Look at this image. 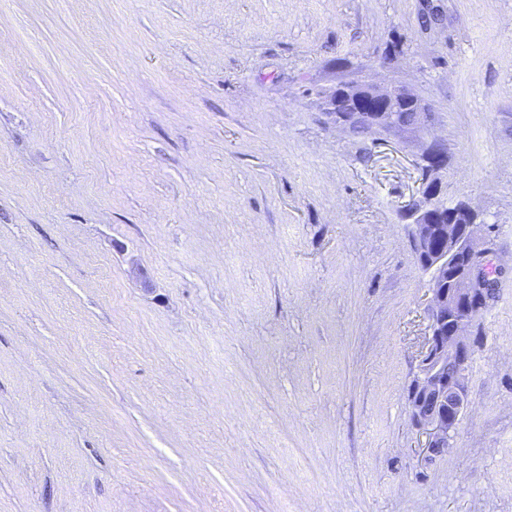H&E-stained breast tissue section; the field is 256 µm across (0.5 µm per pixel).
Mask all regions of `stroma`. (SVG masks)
I'll use <instances>...</instances> for the list:
<instances>
[{"label": "stroma", "instance_id": "35a3bbf8", "mask_svg": "<svg viewBox=\"0 0 512 512\" xmlns=\"http://www.w3.org/2000/svg\"><path fill=\"white\" fill-rule=\"evenodd\" d=\"M430 135L504 269L435 457ZM0 512H512V0H0ZM410 103L420 121L406 123L400 119L401 106ZM320 111L336 128L353 130L367 126V131H408L418 129L430 113L427 105L402 85L378 86L349 81L321 96Z\"/></svg>", "mask_w": 512, "mask_h": 512}]
</instances>
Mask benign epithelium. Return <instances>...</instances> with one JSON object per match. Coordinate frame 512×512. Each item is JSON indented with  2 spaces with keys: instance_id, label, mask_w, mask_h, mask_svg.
I'll return each mask as SVG.
<instances>
[{
  "instance_id": "obj_1",
  "label": "benign epithelium",
  "mask_w": 512,
  "mask_h": 512,
  "mask_svg": "<svg viewBox=\"0 0 512 512\" xmlns=\"http://www.w3.org/2000/svg\"><path fill=\"white\" fill-rule=\"evenodd\" d=\"M411 104L420 122L400 119L401 106ZM320 111L338 128L408 131L429 117L427 105L402 85L342 83L321 96ZM427 178L418 196L404 209L414 224V250L430 274V326L427 347L411 384L409 401L417 425L429 436L426 449L443 453L465 409L466 371L472 358V329L487 308V282L502 267L487 247L486 225L477 223L467 203L448 206L438 173L445 168V148L437 139L423 147Z\"/></svg>"
}]
</instances>
